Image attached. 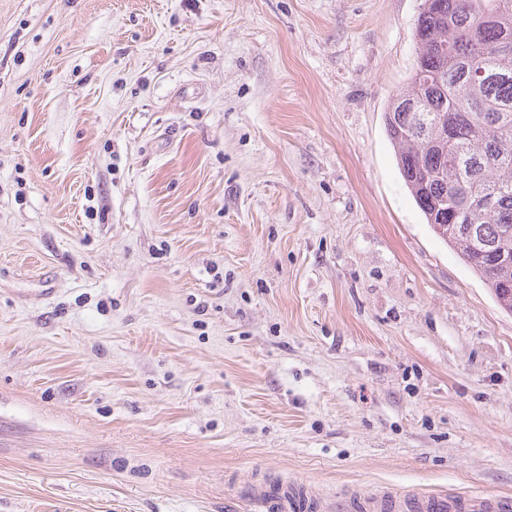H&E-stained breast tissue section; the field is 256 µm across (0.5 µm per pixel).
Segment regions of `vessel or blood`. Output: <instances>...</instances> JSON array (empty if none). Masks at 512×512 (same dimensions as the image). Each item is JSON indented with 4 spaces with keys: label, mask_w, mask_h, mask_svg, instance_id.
I'll return each mask as SVG.
<instances>
[{
    "label": "vessel or blood",
    "mask_w": 512,
    "mask_h": 512,
    "mask_svg": "<svg viewBox=\"0 0 512 512\" xmlns=\"http://www.w3.org/2000/svg\"><path fill=\"white\" fill-rule=\"evenodd\" d=\"M311 512H512V496L451 494L445 491L412 494L375 493L357 502L339 497L315 499Z\"/></svg>",
    "instance_id": "1"
}]
</instances>
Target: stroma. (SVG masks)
<instances>
[{"label": "stroma", "instance_id": "obj_1", "mask_svg": "<svg viewBox=\"0 0 512 512\" xmlns=\"http://www.w3.org/2000/svg\"><path fill=\"white\" fill-rule=\"evenodd\" d=\"M422 0H0V512L512 495V313L384 113Z\"/></svg>", "mask_w": 512, "mask_h": 512}]
</instances>
